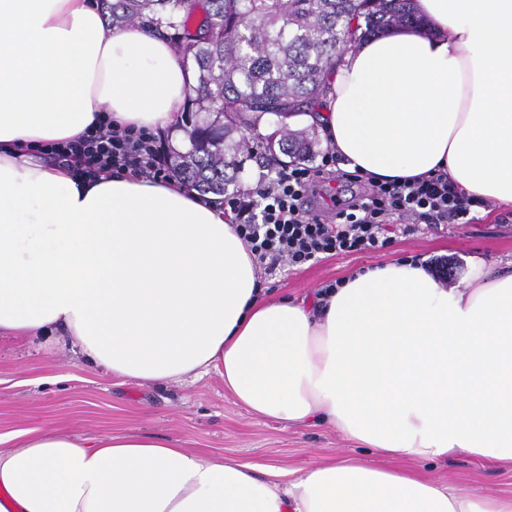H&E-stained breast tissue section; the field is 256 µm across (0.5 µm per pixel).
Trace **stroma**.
Returning a JSON list of instances; mask_svg holds the SVG:
<instances>
[{"label":"stroma","mask_w":512,"mask_h":512,"mask_svg":"<svg viewBox=\"0 0 512 512\" xmlns=\"http://www.w3.org/2000/svg\"><path fill=\"white\" fill-rule=\"evenodd\" d=\"M512 260V206L492 202L473 208L465 224H420L395 233L376 253L329 256L304 266L281 268L263 278L272 298L312 295L351 272L418 256L445 257L449 285L468 272V258ZM54 428L79 439L150 434L208 456L232 457L298 479L309 466L360 457L376 467L394 465L421 472L441 485L475 495L512 494V470L477 459L434 463L387 461L371 449L316 422L293 426L255 416L237 403L218 374L195 381L124 382L91 367L73 352L69 337L21 345L0 342V449L14 447L19 434Z\"/></svg>","instance_id":"1"}]
</instances>
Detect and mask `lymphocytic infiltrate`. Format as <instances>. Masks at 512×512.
<instances>
[{
	"mask_svg": "<svg viewBox=\"0 0 512 512\" xmlns=\"http://www.w3.org/2000/svg\"><path fill=\"white\" fill-rule=\"evenodd\" d=\"M39 151L83 180L97 179L108 171L161 183L173 178L151 130L114 124L107 115L77 139L48 142ZM336 163L335 153L329 150L320 163L301 161L268 170L255 187L225 197L224 206L234 215L238 235L264 273L327 255L377 252L390 245L395 227L409 222L459 224L475 204L444 172L379 183L345 170L342 178L361 191L350 201L337 203L336 220L330 223L312 214L307 202L315 184Z\"/></svg>",
	"mask_w": 512,
	"mask_h": 512,
	"instance_id": "obj_1",
	"label": "lymphocytic infiltrate"
}]
</instances>
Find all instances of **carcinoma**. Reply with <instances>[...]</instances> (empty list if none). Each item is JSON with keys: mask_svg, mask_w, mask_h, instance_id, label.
<instances>
[{"mask_svg": "<svg viewBox=\"0 0 512 512\" xmlns=\"http://www.w3.org/2000/svg\"><path fill=\"white\" fill-rule=\"evenodd\" d=\"M107 30L139 24L162 34L196 75L179 130L163 147L176 179L217 196L241 189L245 165L314 157L312 112L345 50L395 25L417 23L410 0H100ZM274 120L279 138L263 137Z\"/></svg>", "mask_w": 512, "mask_h": 512, "instance_id": "carcinoma-1", "label": "carcinoma"}]
</instances>
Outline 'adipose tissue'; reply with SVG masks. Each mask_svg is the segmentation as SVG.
<instances>
[{
	"mask_svg": "<svg viewBox=\"0 0 512 512\" xmlns=\"http://www.w3.org/2000/svg\"><path fill=\"white\" fill-rule=\"evenodd\" d=\"M419 28L347 51L317 125L346 169L447 173L512 205V0H414ZM194 75L149 29L106 31L96 0H0V335L63 332L135 382L215 372L253 413L319 419L389 459L512 464V266L471 257L446 288L421 263L270 300L222 208L170 181L76 180L38 145L108 112L176 126ZM0 512H512L360 460L281 484L150 435L27 433L0 450Z\"/></svg>",
	"mask_w": 512,
	"mask_h": 512,
	"instance_id": "obj_1",
	"label": "adipose tissue"
}]
</instances>
